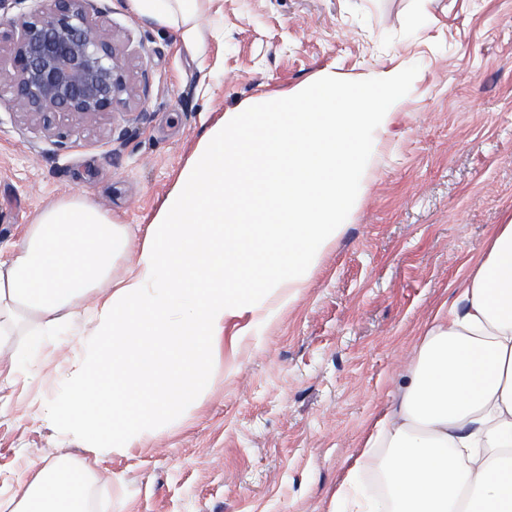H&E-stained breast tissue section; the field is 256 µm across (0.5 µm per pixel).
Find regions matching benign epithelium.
<instances>
[{"mask_svg":"<svg viewBox=\"0 0 512 512\" xmlns=\"http://www.w3.org/2000/svg\"><path fill=\"white\" fill-rule=\"evenodd\" d=\"M18 24L3 28L0 44L13 50L10 85L26 120L55 132L59 122H92L122 93L132 94L129 68L112 30L99 23L110 7L98 0H47Z\"/></svg>","mask_w":512,"mask_h":512,"instance_id":"benign-epithelium-1","label":"benign epithelium"}]
</instances>
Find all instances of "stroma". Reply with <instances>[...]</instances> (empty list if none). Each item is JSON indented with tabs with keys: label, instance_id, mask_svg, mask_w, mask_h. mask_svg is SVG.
Segmentation results:
<instances>
[{
	"label": "stroma",
	"instance_id": "obj_1",
	"mask_svg": "<svg viewBox=\"0 0 512 512\" xmlns=\"http://www.w3.org/2000/svg\"><path fill=\"white\" fill-rule=\"evenodd\" d=\"M107 4L135 91L95 124L53 136L0 84L2 250L70 198L146 229L224 113L321 71L397 68L410 91L371 136L342 234L273 317L225 323L201 402L173 423L97 456L37 419L90 326L19 368L0 392V512L43 456L92 470L91 512H330L425 322L512 217V0H205L200 46Z\"/></svg>",
	"mask_w": 512,
	"mask_h": 512
}]
</instances>
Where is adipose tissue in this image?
Listing matches in <instances>:
<instances>
[{
    "instance_id": "obj_1",
    "label": "adipose tissue",
    "mask_w": 512,
    "mask_h": 512,
    "mask_svg": "<svg viewBox=\"0 0 512 512\" xmlns=\"http://www.w3.org/2000/svg\"><path fill=\"white\" fill-rule=\"evenodd\" d=\"M198 0H125L134 15L201 42ZM396 68L366 81L324 71L288 98L225 113L200 140L145 230L131 272L112 276L128 225L82 199L44 210L0 257V368L23 330L43 353L78 318V368L40 417L95 453L124 451L198 400L227 320L303 287L340 234L367 133L407 91ZM235 193L236 206L224 204ZM136 345H126L128 337ZM165 373L163 384L145 381ZM382 468L390 512H512V219L495 225L458 297L432 313L417 359L375 423L331 512H372L358 473ZM12 512H87L90 475L73 459L31 463Z\"/></svg>"
}]
</instances>
